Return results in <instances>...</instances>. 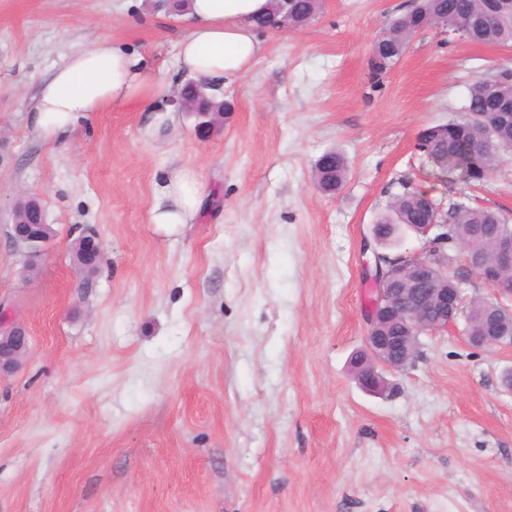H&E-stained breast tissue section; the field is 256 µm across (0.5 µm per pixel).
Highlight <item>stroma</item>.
<instances>
[{
	"mask_svg": "<svg viewBox=\"0 0 512 512\" xmlns=\"http://www.w3.org/2000/svg\"><path fill=\"white\" fill-rule=\"evenodd\" d=\"M171 4L0 0V304L30 336L0 377V512H512V346L420 336L383 396L352 372L372 297L363 241L402 182L512 218V160L470 189L416 147L460 117L477 76L512 68V47L432 28L376 79L374 42L412 0H323L303 29L260 32L203 136L172 102L189 76ZM102 36L163 92L45 138L41 84ZM329 150L348 166L334 194L313 182ZM183 165L211 197L194 223H151ZM22 196L54 230L28 280L7 239ZM89 230L103 263L85 288L72 245Z\"/></svg>",
	"mask_w": 512,
	"mask_h": 512,
	"instance_id": "1",
	"label": "stroma"
}]
</instances>
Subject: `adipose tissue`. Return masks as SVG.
Segmentation results:
<instances>
[{
    "mask_svg": "<svg viewBox=\"0 0 512 512\" xmlns=\"http://www.w3.org/2000/svg\"><path fill=\"white\" fill-rule=\"evenodd\" d=\"M270 0H189L188 31L179 46L182 71L216 80L247 73L262 46L255 20L269 12ZM153 82L137 54L101 38L63 56L39 90L32 108L36 130L49 137L67 134L88 114L151 92ZM206 186L191 167H182L161 188L151 210L155 224L195 220Z\"/></svg>",
    "mask_w": 512,
    "mask_h": 512,
    "instance_id": "adipose-tissue-1",
    "label": "adipose tissue"
}]
</instances>
